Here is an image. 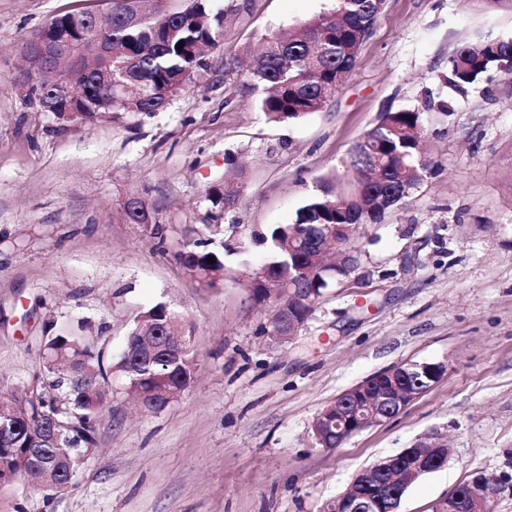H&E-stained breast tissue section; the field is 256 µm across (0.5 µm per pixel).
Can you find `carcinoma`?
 <instances>
[{"instance_id": "carcinoma-1", "label": "carcinoma", "mask_w": 512, "mask_h": 512, "mask_svg": "<svg viewBox=\"0 0 512 512\" xmlns=\"http://www.w3.org/2000/svg\"><path fill=\"white\" fill-rule=\"evenodd\" d=\"M149 0H112L108 36L112 55L81 58L64 55L57 68L81 84L76 123H89L103 115L123 113L152 115L167 108L173 91L191 87L207 68L206 51L216 48L224 28V11L216 12L208 0H191L186 8L162 14L148 6ZM384 0H335L327 13L304 21L293 33L262 38V48L247 79L262 87L266 95L260 109L275 123L305 118L323 108L352 74L360 48L359 37L375 24ZM93 15L80 10L54 18L57 39L73 45L93 28ZM183 48H178V45ZM512 74V39L480 47L462 45L448 57V86L460 91L477 83L488 72ZM112 75V84L105 82ZM427 129L416 110L386 112L348 152L343 162L350 177L334 175L319 184L299 209L295 223L279 225L254 235L265 245L270 262L253 273L247 283L257 302L270 298L275 287L302 290L312 301L322 296L336 271L343 276L328 253H320L321 232L336 228L331 245L337 252L349 249L356 224H379L388 209L402 203L431 170L424 152ZM178 261L192 281L213 288L224 280V257L196 242L179 253ZM173 309L158 303L137 319L130 331L120 371L142 407L150 411L166 408L194 380L197 359L191 336L173 360L162 357L148 363L140 359L141 334L156 333L155 342L166 340ZM44 370L54 378L52 388L65 395V402L49 391L25 398L11 393L7 401L21 402L32 412H48L64 430L61 441L66 452L64 471L76 473L94 451L95 420L104 405L105 392L98 379L101 354L77 336L62 334L47 338ZM29 434L22 418L0 421V485L13 480L17 463L25 454ZM62 471V472H64ZM62 472L47 456L29 480L44 491H56Z\"/></svg>"}]
</instances>
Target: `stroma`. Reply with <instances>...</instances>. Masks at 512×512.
<instances>
[{
    "mask_svg": "<svg viewBox=\"0 0 512 512\" xmlns=\"http://www.w3.org/2000/svg\"><path fill=\"white\" fill-rule=\"evenodd\" d=\"M331 2L215 0L222 46L164 111L69 124L19 89L18 49L60 14L106 13L107 0H0V389L47 386L44 343L60 333L100 351L106 393L96 450L67 489L14 481L0 487V512H320L428 434L448 444V461L406 490L400 512H432L473 473L512 474V75L489 72L461 93L445 81L458 47L512 39V0H385L324 108L269 122L227 58ZM408 109L424 114L432 171L382 223L360 226L358 268L273 343L272 307L246 288L269 261L253 234L294 223L316 180L383 113ZM237 173V204L215 206L212 189ZM134 197L159 235L129 222ZM199 239L246 250L248 266L197 287L177 256ZM160 302L190 326L198 366L154 413L117 364L136 319ZM416 362L447 370L396 417L315 445L323 409Z\"/></svg>",
    "mask_w": 512,
    "mask_h": 512,
    "instance_id": "35a3bbf8",
    "label": "stroma"
}]
</instances>
